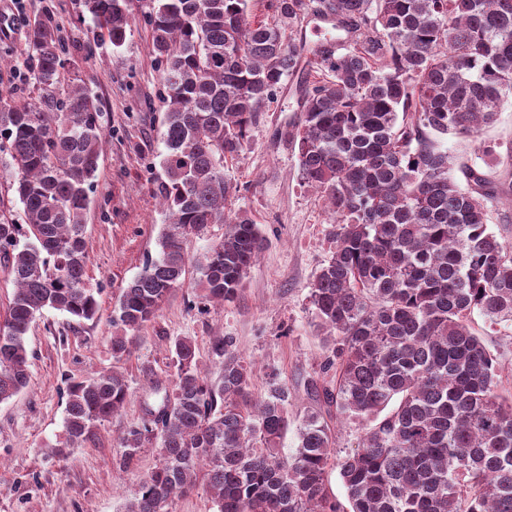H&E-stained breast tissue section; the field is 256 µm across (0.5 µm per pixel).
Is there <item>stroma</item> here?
I'll return each mask as SVG.
<instances>
[{
  "mask_svg": "<svg viewBox=\"0 0 512 512\" xmlns=\"http://www.w3.org/2000/svg\"><path fill=\"white\" fill-rule=\"evenodd\" d=\"M12 16L10 34L0 35V95L24 101L34 94L35 57L30 45L34 20L49 17L69 54L79 82L100 99L109 116L99 168L86 215V275L98 288L99 308L91 320H76L47 309L27 337L30 382L0 403V512H125L139 480L157 463L146 447L128 468H120L119 440L156 405L154 383L173 386L176 370L170 347L191 337L202 370L217 376L212 340L233 337L253 362L255 395L270 380L288 386V415L301 422L317 404L307 381L318 370L324 349L317 336L310 284L334 250L329 211L315 190L298 178L297 151L278 140L277 130L292 119L293 87L284 82L252 131L251 144L224 165L234 187L232 210L250 212L266 245L237 298L230 303H195L196 271L173 290L156 317L137 332L130 353L112 358L113 311L123 289L157 256L167 221L158 195L165 179V107L161 72L149 33L135 22L125 45L113 48L83 0H25L15 12L0 0V14ZM488 145H512V105L497 122L469 138H449L455 162L480 163ZM475 331L502 352L503 392H512V324ZM120 365L131 397L124 408L101 422L81 445L62 448L68 388Z\"/></svg>",
  "mask_w": 512,
  "mask_h": 512,
  "instance_id": "stroma-1",
  "label": "stroma"
}]
</instances>
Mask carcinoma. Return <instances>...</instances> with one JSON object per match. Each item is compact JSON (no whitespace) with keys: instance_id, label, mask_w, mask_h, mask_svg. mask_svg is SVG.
Masks as SVG:
<instances>
[{"instance_id":"obj_1","label":"carcinoma","mask_w":512,"mask_h":512,"mask_svg":"<svg viewBox=\"0 0 512 512\" xmlns=\"http://www.w3.org/2000/svg\"><path fill=\"white\" fill-rule=\"evenodd\" d=\"M166 106L169 224L112 318V357L183 286L191 239L213 224L224 239L198 261L201 299L232 302L266 238L251 215L230 221L224 161L248 146L284 79L300 77L296 120L277 131L297 147L298 176L332 215L334 251L310 303L325 349L310 391L323 409L290 428L288 385L251 393L253 365L231 336L210 347L203 375L192 338L177 339L172 391L122 438L128 467L158 442L159 465L127 512H168L202 484L214 512H512V399L499 393L500 356L473 315L512 322V245L489 224L506 192L484 169L449 173L448 137H471L512 100V0H274V22L249 21L248 0H144ZM115 48L132 0H84ZM329 25L333 43L307 48L298 24ZM36 97H0V154L9 158L25 223L0 200V255L15 283L0 324V403L29 383L27 334L46 309L91 320L85 220L107 114L65 68L53 25L31 28ZM129 397L122 373L69 388L66 444L79 445ZM366 422L335 457L325 420ZM338 469L347 503L331 491Z\"/></svg>"}]
</instances>
